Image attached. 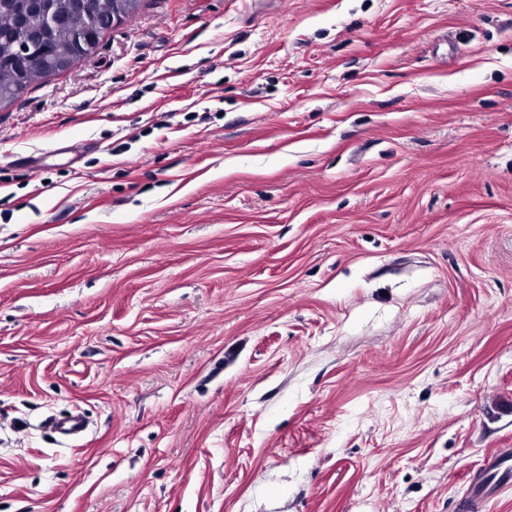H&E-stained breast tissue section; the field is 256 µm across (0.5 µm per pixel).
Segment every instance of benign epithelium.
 <instances>
[{
	"mask_svg": "<svg viewBox=\"0 0 512 512\" xmlns=\"http://www.w3.org/2000/svg\"><path fill=\"white\" fill-rule=\"evenodd\" d=\"M138 2L114 0L112 14L99 16L93 0H71L72 12L67 16L59 0H28L26 12L37 20L39 32H33L29 19L22 15L0 32L11 45L10 64L16 70L32 74L49 64L61 68L74 59L87 57L96 48L98 32L131 18Z\"/></svg>",
	"mask_w": 512,
	"mask_h": 512,
	"instance_id": "1",
	"label": "benign epithelium"
}]
</instances>
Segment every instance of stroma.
Wrapping results in <instances>:
<instances>
[{
    "label": "stroma",
    "mask_w": 512,
    "mask_h": 512,
    "mask_svg": "<svg viewBox=\"0 0 512 512\" xmlns=\"http://www.w3.org/2000/svg\"><path fill=\"white\" fill-rule=\"evenodd\" d=\"M498 448L512 0H140L0 108V512H512ZM48 424L59 434L69 438L82 436L87 430V424L80 413H74L63 420L51 419Z\"/></svg>",
    "instance_id": "stroma-1"
}]
</instances>
